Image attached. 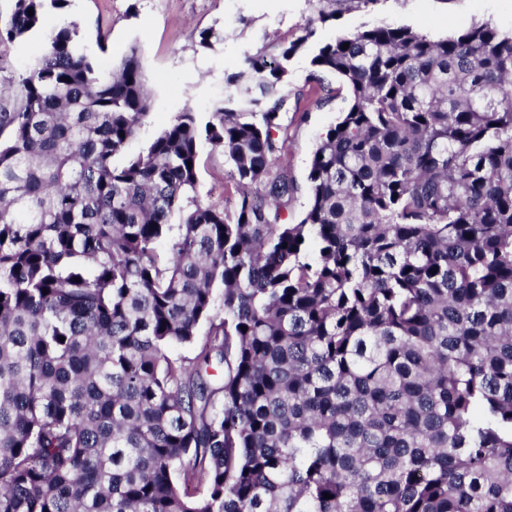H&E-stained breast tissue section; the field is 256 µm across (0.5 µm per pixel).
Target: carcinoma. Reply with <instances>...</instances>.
<instances>
[{
  "label": "carcinoma",
  "mask_w": 512,
  "mask_h": 512,
  "mask_svg": "<svg viewBox=\"0 0 512 512\" xmlns=\"http://www.w3.org/2000/svg\"><path fill=\"white\" fill-rule=\"evenodd\" d=\"M13 2L0 70L68 0ZM77 33L0 101V512H512V35L320 47L350 99L290 224L308 28L228 78L258 95L121 164L139 49L100 69ZM206 145L231 212L200 198Z\"/></svg>",
  "instance_id": "1"
}]
</instances>
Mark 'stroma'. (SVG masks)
Segmentation results:
<instances>
[{"mask_svg": "<svg viewBox=\"0 0 512 512\" xmlns=\"http://www.w3.org/2000/svg\"><path fill=\"white\" fill-rule=\"evenodd\" d=\"M76 23L79 45L98 66L111 67L130 46H138L152 95V114L127 145L125 156L145 151L153 139L185 109L208 116L227 95V75L244 67V57L274 54L280 38L308 27L304 52L291 63L288 93L298 96L303 121L288 129V169L297 191L288 208L297 223L308 203V174L321 133L335 124L349 90L335 75L311 66L319 47L339 32L378 22L412 27L442 39L475 23L488 22L512 32V0H69L49 12L40 30L18 39L8 51V72L29 70L46 31ZM230 166L222 153L203 149L199 174L202 199L233 206L224 184Z\"/></svg>", "mask_w": 512, "mask_h": 512, "instance_id": "obj_1", "label": "stroma"}]
</instances>
